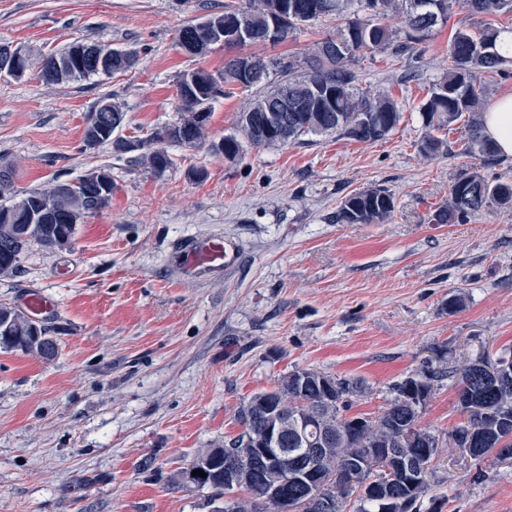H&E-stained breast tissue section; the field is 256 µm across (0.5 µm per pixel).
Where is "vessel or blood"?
<instances>
[{"label": "vessel or blood", "mask_w": 512, "mask_h": 512, "mask_svg": "<svg viewBox=\"0 0 512 512\" xmlns=\"http://www.w3.org/2000/svg\"><path fill=\"white\" fill-rule=\"evenodd\" d=\"M236 261L233 247L219 235L193 236L179 249V265L184 277L195 280L223 275Z\"/></svg>", "instance_id": "vessel-or-blood-1"}]
</instances>
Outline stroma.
<instances>
[{"instance_id":"stroma-1","label":"stroma","mask_w":512,"mask_h":512,"mask_svg":"<svg viewBox=\"0 0 512 512\" xmlns=\"http://www.w3.org/2000/svg\"><path fill=\"white\" fill-rule=\"evenodd\" d=\"M225 0H0V43L24 47L32 66L0 77V170L5 195L112 174L108 208L79 224L71 247L31 245L19 271L0 279V302L20 307L39 290L59 351L52 362L0 350V512H210L203 491L172 477L199 452L241 431L251 394L296 369L361 381L352 414L378 417L392 387L423 363L458 368L512 354V209L487 208L463 224H437L455 177L475 166L464 131L448 152L424 158L419 106L448 68L458 28L512 27V14L472 17L455 7L417 47V62L361 56L362 87L387 91L402 116L383 140L307 135L245 148L234 161L207 147L172 145L155 173L138 151L83 147L86 116L101 98L123 104L122 137L147 139L180 118L177 82L232 57L183 52L180 28L223 11ZM323 17L264 56H303L336 29ZM89 40L137 53L138 69L50 84L48 53ZM250 96L218 98L208 124L220 140ZM203 178H195V171ZM380 186L395 210L382 224H339L345 196ZM192 234H220L235 248L219 280L180 276L175 252ZM458 298L449 307L450 298ZM457 388L435 386L420 423L447 432L459 420ZM441 512H512V465L477 463L444 448L434 462Z\"/></svg>"}]
</instances>
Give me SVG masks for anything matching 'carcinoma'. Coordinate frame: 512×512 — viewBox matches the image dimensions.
<instances>
[{
  "label": "carcinoma",
  "instance_id": "cac0c4a2",
  "mask_svg": "<svg viewBox=\"0 0 512 512\" xmlns=\"http://www.w3.org/2000/svg\"><path fill=\"white\" fill-rule=\"evenodd\" d=\"M458 0H244L239 5L226 4L224 11L214 13L197 23L180 29L178 39L189 38L205 42L218 29L224 30V47L241 48L267 44L266 36L277 26L276 43H282L295 31L323 16L336 18V32L315 42L301 59L293 57L267 58L250 54L256 75L247 87L255 89L238 112L234 132L210 144V150L236 160L244 145L280 147L301 140L306 135H336L356 142H375L385 138L400 122L401 109L388 94L371 95L358 86L354 70L363 53L391 51L397 56L413 58L417 45L424 43L433 29L448 19ZM472 16L489 17L512 13V0H463ZM400 15L404 28L390 27L387 19ZM498 29L489 25L474 32L457 30L449 44L450 67L431 84L419 112L425 136L419 151L425 158L448 153V140L436 132L461 123L467 134L465 152L492 165L498 161L495 143L483 132L482 113L485 108L484 73L505 75L512 58L501 57L495 50ZM72 45L51 53L41 62L40 74L47 83L89 79L95 76L93 66L66 72L71 62ZM112 73H124L135 68L137 54L113 48ZM237 57L224 62V70L200 88L178 86L182 110L178 122L156 131L150 142L127 140L117 129L112 139L95 138L87 124L83 146L95 149L112 144L120 152L146 149L141 161L151 170L162 173L171 167L173 159L167 146L172 144L199 147L206 144V126L212 104L224 95V87L241 85L236 66ZM288 96V111L278 113L286 124L272 131L270 104ZM69 182H57L49 188L34 189L13 202L0 198V277H9L18 269L20 255L32 244L50 251L70 247L77 225L84 218L106 208L112 192L102 193L87 185L80 191L67 188ZM50 219L42 224L29 223V210L34 202ZM492 205L512 209V182L488 180L477 170L460 173L451 185L448 204L434 216L437 224H459ZM395 210L393 195L385 188L370 187L355 191L336 210L338 224H380ZM32 320L8 304H0V349L34 353L46 361L58 352L55 330L41 326L39 335L31 333ZM456 372L437 371L424 366L393 387V397L377 417L347 416L352 398L362 393L361 384L308 370L309 383L300 387L295 372L283 375L272 390L256 392L238 411L241 433L228 443L200 453L195 462L205 476L192 477L189 470L179 472L178 481L199 490L210 489L209 503L224 497V470H256L252 480L242 486L245 499H234L233 512H258L257 502L272 496L273 512H317L309 500L312 490L321 484L335 489L339 505L347 502L344 480L353 467L367 466L366 478H371L373 463L386 458V449L397 448L405 457L427 466L426 479L414 482L400 477L390 486L371 488L368 496L358 497L356 512H388L387 499L396 497L401 503L398 512H420L421 499L431 490L432 464L448 444L440 433L419 425L420 414L433 391V382ZM465 393L486 410L478 426L482 432L471 456L475 461L493 455V448L502 444L512 448V388L502 395L496 380L485 374H473L466 380ZM271 402L288 421L280 447L288 449L284 462L265 469L256 467L255 452L268 442L267 421L262 403ZM323 435V451L313 462L305 482L290 477V467L307 458L309 440Z\"/></svg>",
  "mask_w": 512,
  "mask_h": 512
}]
</instances>
